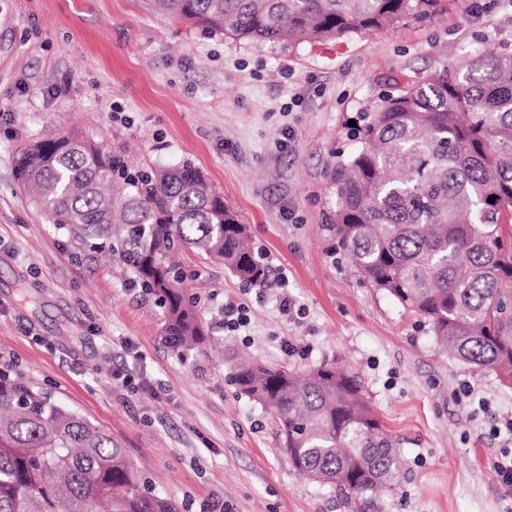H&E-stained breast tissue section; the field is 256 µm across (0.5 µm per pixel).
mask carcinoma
Returning <instances> with one entry per match:
<instances>
[{"label": "carcinoma", "mask_w": 512, "mask_h": 512, "mask_svg": "<svg viewBox=\"0 0 512 512\" xmlns=\"http://www.w3.org/2000/svg\"><path fill=\"white\" fill-rule=\"evenodd\" d=\"M443 0H158L166 13L252 42L292 44L430 18ZM330 174L328 248L426 320L448 353L512 386V53H472L424 82L397 83ZM124 162L76 133L32 140L16 174L51 223L109 245L163 308L164 336L204 340L186 249L264 285L248 225L191 164L109 191ZM495 200L488 201V198ZM238 390L278 419L308 479L333 484L354 512H378L396 483L395 440L354 375L243 363ZM0 512H179L103 428L0 360Z\"/></svg>", "instance_id": "carcinoma-1"}]
</instances>
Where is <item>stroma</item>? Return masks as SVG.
Returning <instances> with one entry per match:
<instances>
[{"label": "stroma", "mask_w": 512, "mask_h": 512, "mask_svg": "<svg viewBox=\"0 0 512 512\" xmlns=\"http://www.w3.org/2000/svg\"><path fill=\"white\" fill-rule=\"evenodd\" d=\"M447 0L427 20L317 43H257L210 33L153 0H0V352L55 398L105 428L180 512H351L301 474L277 419L231 381L239 360L357 376L400 459L382 512H512L488 462L506 437L512 388L446 352L429 325L326 252L335 205L328 172L356 148L349 120L389 84L454 68L473 51L512 52V0ZM68 129L124 157L129 172L189 163L251 227L287 277L242 283L190 251L207 331L191 350L164 338L163 312L109 249L50 224L15 176L20 146ZM251 323L225 331V302ZM291 341L295 353L282 344ZM135 388L112 379L121 362ZM478 399L459 400L462 382Z\"/></svg>", "instance_id": "obj_1"}]
</instances>
